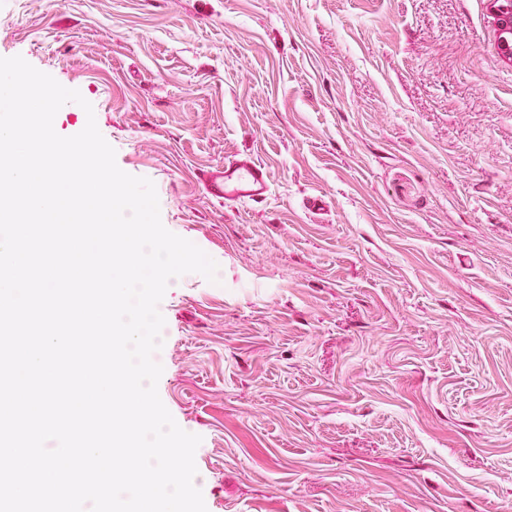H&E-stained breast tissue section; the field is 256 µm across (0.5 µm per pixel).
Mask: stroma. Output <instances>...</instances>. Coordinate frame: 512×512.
Returning <instances> with one entry per match:
<instances>
[{
	"instance_id": "stroma-1",
	"label": "stroma",
	"mask_w": 512,
	"mask_h": 512,
	"mask_svg": "<svg viewBox=\"0 0 512 512\" xmlns=\"http://www.w3.org/2000/svg\"><path fill=\"white\" fill-rule=\"evenodd\" d=\"M161 220L207 512H512V60L488 0H0ZM247 153L265 201L199 172Z\"/></svg>"
}]
</instances>
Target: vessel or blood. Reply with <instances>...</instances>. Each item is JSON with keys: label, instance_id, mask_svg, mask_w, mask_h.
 I'll return each mask as SVG.
<instances>
[{"label": "vessel or blood", "instance_id": "obj_1", "mask_svg": "<svg viewBox=\"0 0 512 512\" xmlns=\"http://www.w3.org/2000/svg\"><path fill=\"white\" fill-rule=\"evenodd\" d=\"M202 181L208 194L224 204L259 202L270 190L267 167L247 155H239L204 171Z\"/></svg>", "mask_w": 512, "mask_h": 512}]
</instances>
